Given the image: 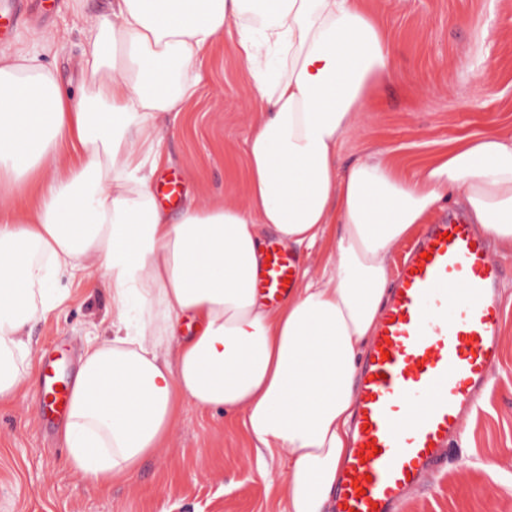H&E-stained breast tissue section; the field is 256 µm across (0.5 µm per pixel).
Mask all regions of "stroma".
Segmentation results:
<instances>
[{
  "label": "stroma",
  "mask_w": 512,
  "mask_h": 512,
  "mask_svg": "<svg viewBox=\"0 0 512 512\" xmlns=\"http://www.w3.org/2000/svg\"><path fill=\"white\" fill-rule=\"evenodd\" d=\"M389 31L392 77L354 120L339 153L348 167L378 154L416 165L447 151L452 139L512 132V0H367ZM109 0H56L36 29L51 47L46 60L76 88L84 32ZM235 31L196 66L198 91L165 122L168 158L160 179H178L180 203H244L246 140L255 116L254 84L234 50ZM507 306L502 359L480 405L464 417L457 442L404 512H512V252L503 253ZM61 310L32 321L34 361L52 355L74 379L90 332L108 324L102 284H71ZM66 419L47 415L38 385L0 405V512H280L284 465L259 471L256 450L223 414L185 404L162 448L132 478L101 490L70 471Z\"/></svg>",
  "instance_id": "35a3bbf8"
}]
</instances>
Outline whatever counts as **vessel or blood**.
<instances>
[{
  "label": "vessel or blood",
  "mask_w": 512,
  "mask_h": 512,
  "mask_svg": "<svg viewBox=\"0 0 512 512\" xmlns=\"http://www.w3.org/2000/svg\"><path fill=\"white\" fill-rule=\"evenodd\" d=\"M0 0V38L28 22L29 4ZM294 260L269 249L260 286L285 295ZM504 267L486 240L459 219L429 225L401 267L390 301L365 355L356 387L350 456L333 512H399L441 465L465 411L501 361L499 333ZM50 407L67 406L70 390L44 374Z\"/></svg>",
  "instance_id": "b4317fda"
}]
</instances>
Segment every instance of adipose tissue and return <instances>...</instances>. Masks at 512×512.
Here are the masks:
<instances>
[{"label": "adipose tissue", "instance_id": "obj_1", "mask_svg": "<svg viewBox=\"0 0 512 512\" xmlns=\"http://www.w3.org/2000/svg\"><path fill=\"white\" fill-rule=\"evenodd\" d=\"M235 27L262 108L246 140L244 204L154 194L160 121L182 112L193 67ZM44 34L0 51V403L28 386L26 335L77 282L102 279L112 334L87 343L64 441L70 469L128 480L184 404L243 412L258 458L286 464L281 512H328L350 443L362 356L389 294V252L444 205L512 251V135L452 141L415 170L338 153L391 77L393 44L364 0H111L90 23L77 93ZM336 258L274 308L262 243Z\"/></svg>", "mask_w": 512, "mask_h": 512}]
</instances>
